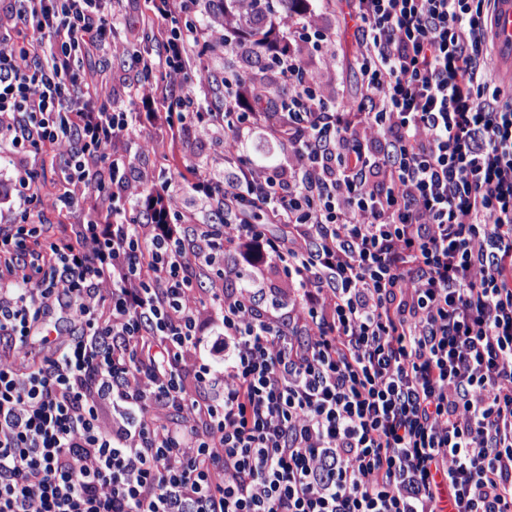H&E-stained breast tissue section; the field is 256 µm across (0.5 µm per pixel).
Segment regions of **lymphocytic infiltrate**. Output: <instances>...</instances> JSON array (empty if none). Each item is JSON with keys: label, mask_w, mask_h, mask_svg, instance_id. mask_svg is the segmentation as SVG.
Returning a JSON list of instances; mask_svg holds the SVG:
<instances>
[{"label": "lymphocytic infiltrate", "mask_w": 512, "mask_h": 512, "mask_svg": "<svg viewBox=\"0 0 512 512\" xmlns=\"http://www.w3.org/2000/svg\"><path fill=\"white\" fill-rule=\"evenodd\" d=\"M161 82L149 102L288 154L193 167L200 224L144 175L132 113L101 104L86 58L124 0L0 7V512H512V80L495 0H345L360 73L349 102L281 14L287 95L224 73L219 112L195 0H147ZM62 161L60 237L34 221L33 169ZM236 287H224L227 276ZM76 334L44 335L50 310ZM243 151L245 155L254 160L268 163L280 160L285 153L282 145L263 128L257 129L244 145Z\"/></svg>", "instance_id": "obj_1"}]
</instances>
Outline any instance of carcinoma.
I'll return each instance as SVG.
<instances>
[{
  "label": "carcinoma",
  "mask_w": 512,
  "mask_h": 512,
  "mask_svg": "<svg viewBox=\"0 0 512 512\" xmlns=\"http://www.w3.org/2000/svg\"><path fill=\"white\" fill-rule=\"evenodd\" d=\"M210 18L235 25L237 32L262 44L275 45L281 35L270 18V9L260 7L261 0H209Z\"/></svg>",
  "instance_id": "cac0c4a2"
}]
</instances>
